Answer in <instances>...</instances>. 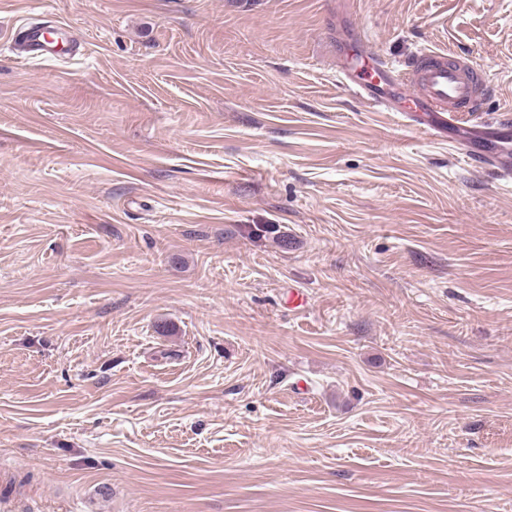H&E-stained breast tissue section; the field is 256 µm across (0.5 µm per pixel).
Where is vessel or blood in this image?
Instances as JSON below:
<instances>
[{
    "mask_svg": "<svg viewBox=\"0 0 512 512\" xmlns=\"http://www.w3.org/2000/svg\"><path fill=\"white\" fill-rule=\"evenodd\" d=\"M49 26L24 22L13 31L14 41L24 42L31 57L52 60L83 53L80 43L70 42L57 49L49 40ZM361 69L340 63L336 78L376 112H391L412 127L431 136L447 135L448 144L465 152L469 160L500 177L512 175V140L502 125L469 124L465 111H478L480 97L492 93L490 80L483 74H470L466 56L427 51L416 61L393 64L382 60L370 46H363Z\"/></svg>",
    "mask_w": 512,
    "mask_h": 512,
    "instance_id": "obj_1",
    "label": "vessel or blood"
}]
</instances>
